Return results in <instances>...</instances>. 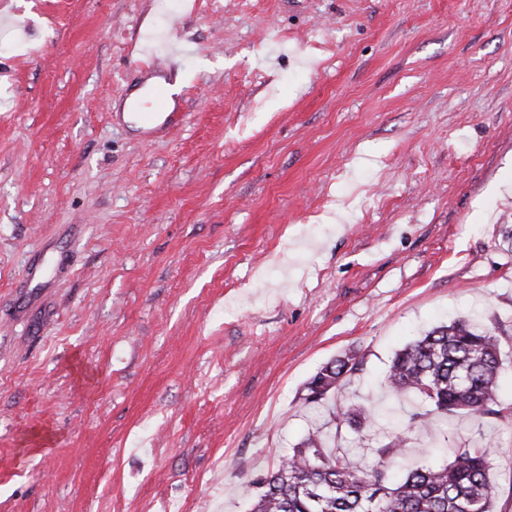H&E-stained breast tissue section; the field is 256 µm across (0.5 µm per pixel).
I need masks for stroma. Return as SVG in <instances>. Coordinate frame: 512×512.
Instances as JSON below:
<instances>
[{
	"mask_svg": "<svg viewBox=\"0 0 512 512\" xmlns=\"http://www.w3.org/2000/svg\"><path fill=\"white\" fill-rule=\"evenodd\" d=\"M0 512H246L322 421L304 386L423 412L397 350L499 322V403L429 416L405 471L493 440L512 512V0H0ZM180 52L183 122L120 116ZM360 362L355 356L345 354L325 363L305 384L306 403H327L335 398L345 382L359 370Z\"/></svg>",
	"mask_w": 512,
	"mask_h": 512,
	"instance_id": "obj_1",
	"label": "stroma"
}]
</instances>
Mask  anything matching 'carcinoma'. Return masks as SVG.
Returning a JSON list of instances; mask_svg holds the SVG:
<instances>
[{"mask_svg":"<svg viewBox=\"0 0 512 512\" xmlns=\"http://www.w3.org/2000/svg\"><path fill=\"white\" fill-rule=\"evenodd\" d=\"M359 366L348 354L329 360L305 384V402L335 398ZM501 369L499 327L465 316L395 353L387 385L400 396L417 394L428 405L425 413L413 416L410 432L430 414H464L483 422L502 416ZM332 422L338 429L346 425L362 431L375 423V416L357 405L333 412ZM404 441L403 435H392L376 448V463L368 466L340 448L327 447L320 432H310L253 482L249 512H495L492 448L459 447L447 465L416 467L395 481L392 466Z\"/></svg>","mask_w":512,"mask_h":512,"instance_id":"carcinoma-1","label":"carcinoma"}]
</instances>
